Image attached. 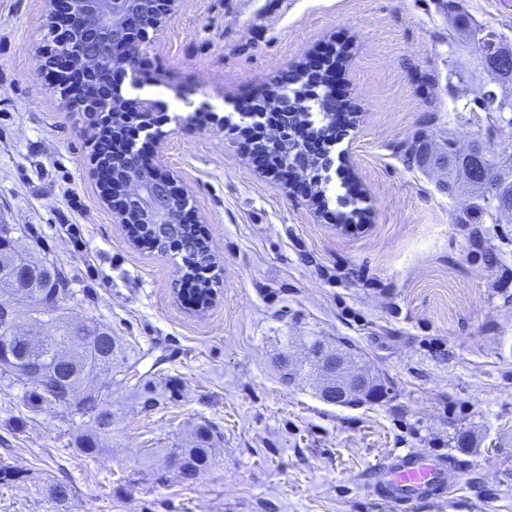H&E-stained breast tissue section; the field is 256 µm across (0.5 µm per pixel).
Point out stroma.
Here are the masks:
<instances>
[{
    "label": "stroma",
    "mask_w": 512,
    "mask_h": 512,
    "mask_svg": "<svg viewBox=\"0 0 512 512\" xmlns=\"http://www.w3.org/2000/svg\"><path fill=\"white\" fill-rule=\"evenodd\" d=\"M462 18L512 46L500 0H176L143 56L179 105L161 161L216 259L197 307L177 293L181 258L134 247L102 197L94 131L43 71L49 0H0V224L62 267L59 317L116 344L112 431L91 457L88 416L32 406L0 374V467L23 475L0 485V512H57L51 480L73 487L68 512H391L367 485L405 448L462 468L420 512H512V222L462 223L445 155L450 139L512 155V129L468 107L485 71ZM336 39L358 110L345 143L365 217L350 231L338 182L320 209L217 123ZM305 336L354 353L378 397L321 399ZM200 425L218 441L190 482L171 450Z\"/></svg>",
    "instance_id": "35a3bbf8"
}]
</instances>
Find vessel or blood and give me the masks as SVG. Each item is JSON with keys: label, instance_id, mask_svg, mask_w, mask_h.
<instances>
[{"label": "vessel or blood", "instance_id": "1", "mask_svg": "<svg viewBox=\"0 0 512 512\" xmlns=\"http://www.w3.org/2000/svg\"><path fill=\"white\" fill-rule=\"evenodd\" d=\"M369 492L395 512H417L419 506L454 490L460 477L454 458L414 449L391 454L377 469Z\"/></svg>", "mask_w": 512, "mask_h": 512}]
</instances>
